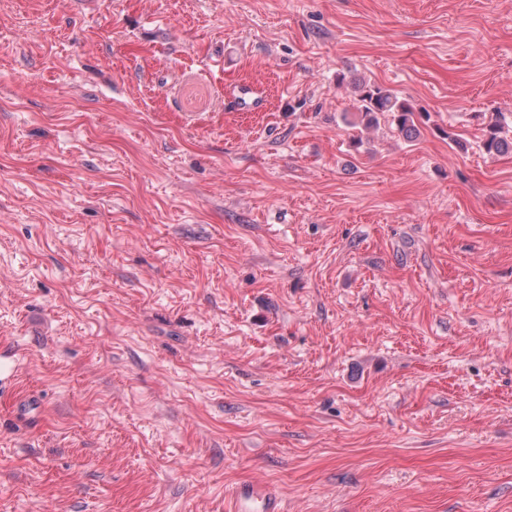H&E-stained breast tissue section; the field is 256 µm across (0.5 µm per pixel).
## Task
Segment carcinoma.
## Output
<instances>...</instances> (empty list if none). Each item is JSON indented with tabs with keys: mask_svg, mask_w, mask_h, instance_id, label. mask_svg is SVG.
I'll list each match as a JSON object with an SVG mask.
<instances>
[{
	"mask_svg": "<svg viewBox=\"0 0 512 512\" xmlns=\"http://www.w3.org/2000/svg\"><path fill=\"white\" fill-rule=\"evenodd\" d=\"M354 109V125L368 129L377 126L380 117L389 116L398 133L408 140L417 134L419 118L422 117L393 90L367 82L356 86ZM504 123L505 120L499 117L487 125L482 142L486 153L498 154L509 148V141L502 136Z\"/></svg>",
	"mask_w": 512,
	"mask_h": 512,
	"instance_id": "1",
	"label": "carcinoma"
}]
</instances>
